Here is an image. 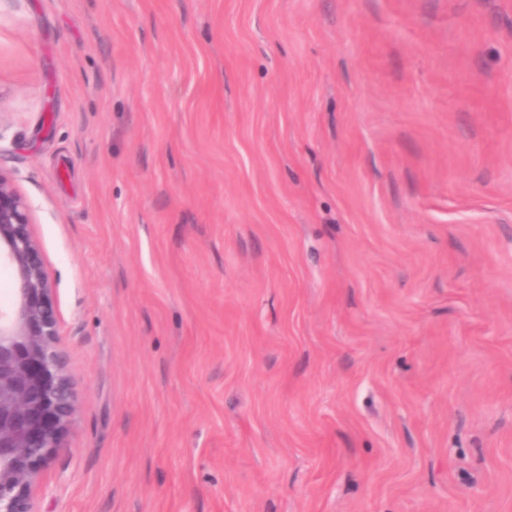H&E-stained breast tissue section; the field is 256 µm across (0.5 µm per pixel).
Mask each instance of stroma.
Instances as JSON below:
<instances>
[{
    "label": "stroma",
    "mask_w": 512,
    "mask_h": 512,
    "mask_svg": "<svg viewBox=\"0 0 512 512\" xmlns=\"http://www.w3.org/2000/svg\"><path fill=\"white\" fill-rule=\"evenodd\" d=\"M0 170L34 512H512V0H0ZM31 209L0 170V264L14 271V303L0 310V512H33L31 491L66 433L72 384L58 348L52 284Z\"/></svg>",
    "instance_id": "1"
}]
</instances>
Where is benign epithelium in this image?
I'll return each instance as SVG.
<instances>
[{"mask_svg":"<svg viewBox=\"0 0 512 512\" xmlns=\"http://www.w3.org/2000/svg\"><path fill=\"white\" fill-rule=\"evenodd\" d=\"M2 262L15 278L14 303L0 310V512H33L32 487L61 447L74 399L31 209L0 171Z\"/></svg>","mask_w":512,"mask_h":512,"instance_id":"benign-epithelium-1","label":"benign epithelium"}]
</instances>
